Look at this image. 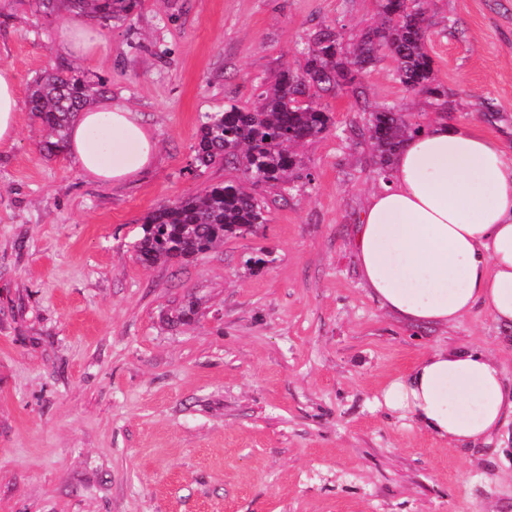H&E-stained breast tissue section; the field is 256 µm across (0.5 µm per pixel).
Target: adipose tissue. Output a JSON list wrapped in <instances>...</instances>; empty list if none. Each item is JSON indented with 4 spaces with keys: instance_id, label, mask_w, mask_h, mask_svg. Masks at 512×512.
Masks as SVG:
<instances>
[{
    "instance_id": "adipose-tissue-1",
    "label": "adipose tissue",
    "mask_w": 512,
    "mask_h": 512,
    "mask_svg": "<svg viewBox=\"0 0 512 512\" xmlns=\"http://www.w3.org/2000/svg\"><path fill=\"white\" fill-rule=\"evenodd\" d=\"M57 42L89 58L104 35L78 15ZM18 108L16 77L0 68V147L15 140ZM68 152L83 176L122 185L152 164L157 142L135 112L108 103L80 113ZM355 252L369 294L405 322L448 327L482 307L512 327V146L466 122L426 124L392 155ZM379 403L448 447L474 448L512 417V385L479 349H439L387 383Z\"/></svg>"
}]
</instances>
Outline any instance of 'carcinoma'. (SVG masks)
I'll return each instance as SVG.
<instances>
[{"mask_svg": "<svg viewBox=\"0 0 512 512\" xmlns=\"http://www.w3.org/2000/svg\"><path fill=\"white\" fill-rule=\"evenodd\" d=\"M44 12L64 8L87 13L104 22L129 19L136 0H38ZM381 22L362 30L352 51L343 58L336 32L324 27L308 39L301 69L282 70L250 108L230 105L203 117L194 161L208 167L216 162L242 170L244 179L211 184L195 194L164 203L141 219L142 233L134 243L143 264L188 261L208 252L224 239L265 223L267 206L251 187L264 184L281 189L297 168L292 147L325 133L330 113L315 97L346 86L355 98L363 93L359 70L382 51L396 60V75L405 89L434 99L440 112L448 110L444 92L433 85V59L426 45L425 0H379ZM106 92L102 82L90 83L64 65L44 70L28 87L30 112L45 131L41 151L58 155L67 147L73 118ZM421 125L393 106L370 113L367 132L376 152V175L387 179L390 156L409 133Z\"/></svg>", "mask_w": 512, "mask_h": 512, "instance_id": "obj_1", "label": "carcinoma"}]
</instances>
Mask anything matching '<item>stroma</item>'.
Segmentation results:
<instances>
[{
	"label": "stroma",
	"instance_id": "1",
	"mask_svg": "<svg viewBox=\"0 0 512 512\" xmlns=\"http://www.w3.org/2000/svg\"><path fill=\"white\" fill-rule=\"evenodd\" d=\"M425 8L449 121L511 142L512 0ZM71 17L37 0L0 9L20 108L0 149V512H512V423L457 450L375 405L437 349H481L512 382V327L486 309L414 327L362 283L356 228L379 185L365 113L436 115L388 54L363 98L322 96L333 125L298 148L285 196L256 187L269 206L257 232L182 264L133 251L150 209L239 178L195 167L202 116L251 106L321 27L352 51L377 0H140L90 62L57 45ZM59 64L104 81L155 136L132 184L41 152L27 87Z\"/></svg>",
	"mask_w": 512,
	"mask_h": 512
}]
</instances>
